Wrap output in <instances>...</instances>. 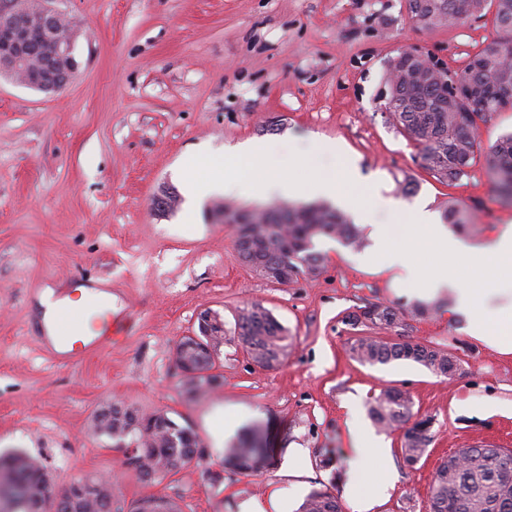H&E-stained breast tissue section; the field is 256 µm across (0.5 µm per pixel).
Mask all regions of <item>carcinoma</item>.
Segmentation results:
<instances>
[{
	"mask_svg": "<svg viewBox=\"0 0 512 512\" xmlns=\"http://www.w3.org/2000/svg\"><path fill=\"white\" fill-rule=\"evenodd\" d=\"M434 10L426 25L435 29L464 23L487 8L493 10L499 37L485 43L469 56L463 67L452 72L462 80H480V98L473 104L463 101L442 105L439 82L433 77L417 80L408 90L401 82L399 70H424V53L403 50L388 63L385 78L387 97L383 109L398 132L413 139L420 146V166L437 181L451 186L469 174L477 159L484 161L485 169L502 197L512 203V133L501 136L484 148L479 139L480 124L507 108L499 98L503 86L512 87V0H432ZM407 101L406 112H391L395 96ZM445 223L465 233L471 228L468 211L450 205L443 213ZM235 245L249 238L248 265L259 274L276 269L285 283L298 277H316L321 273L323 257L316 249L321 237L333 238L345 247L358 249L363 240L359 229L341 211L326 203L300 206H273L267 210L242 212L236 218ZM352 326L403 335L405 316L399 308L383 303L370 304L346 316ZM236 328L241 341L255 362L278 360L282 350L284 328L266 308L261 312L253 307L238 315ZM181 344H193L195 363L207 372L215 360L205 354L207 347L224 344L220 329L211 336H184ZM350 355L358 362L376 366L398 361L419 364L436 375L448 376V358L452 354L422 344L401 342L385 336H362L350 346ZM102 409L111 414L95 413L96 432L122 445L125 440L135 446V453L126 458L125 465L133 467L139 479L151 485L171 474L170 465L178 460L186 465L205 456V449L197 434L188 426H180L165 413L148 419L139 417L130 408L107 404ZM369 414L375 424L393 430L405 426L412 417L411 399L396 388L383 389L369 405ZM429 418L415 421L416 435L412 442L403 444V461L410 466L423 456L431 443ZM258 449L252 437L243 435L226 449V455L244 464ZM512 461L509 448L497 452L495 448L471 446L460 449L451 463L436 468L429 491L427 512H512V470L503 472L496 464L498 456ZM45 469L26 454L0 456V512H41L38 506L42 496ZM83 495L57 509V512H124L114 506L112 485L103 479L82 481ZM300 512H343L341 502L331 493L314 490L305 499Z\"/></svg>",
	"mask_w": 512,
	"mask_h": 512,
	"instance_id": "1",
	"label": "carcinoma"
}]
</instances>
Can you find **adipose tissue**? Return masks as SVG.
<instances>
[{"instance_id": "ef3b65f1", "label": "adipose tissue", "mask_w": 512, "mask_h": 512, "mask_svg": "<svg viewBox=\"0 0 512 512\" xmlns=\"http://www.w3.org/2000/svg\"><path fill=\"white\" fill-rule=\"evenodd\" d=\"M272 168L265 190L285 196H303L309 193L332 197L336 194L333 182L315 178L311 183H296L285 172L280 171L270 147L265 143H253L246 149L234 151L221 157H204L191 153L182 161L183 190L189 201L224 191L242 197L254 196L249 172L252 168ZM410 220L407 225V243L403 248L392 249L378 243L373 256L379 267L396 268L403 272L406 281L418 283L417 297L432 300L443 287L454 289L460 309L474 313L472 335L475 339L512 353V305L492 308L490 302L499 296L491 275L494 268L512 267V225L504 226L491 242L484 247L486 266L461 275L455 266L459 256L469 254L470 246L449 235L447 227L433 222L431 216L417 206L409 207ZM432 252L437 263L431 272H422L415 255L420 251Z\"/></svg>"}]
</instances>
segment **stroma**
I'll list each match as a JSON object with an SVG mask.
<instances>
[{
    "instance_id": "35a3bbf8",
    "label": "stroma",
    "mask_w": 512,
    "mask_h": 512,
    "mask_svg": "<svg viewBox=\"0 0 512 512\" xmlns=\"http://www.w3.org/2000/svg\"><path fill=\"white\" fill-rule=\"evenodd\" d=\"M76 24L78 69L65 87L42 93L0 77V454L36 458L54 492L108 476L123 506L148 495L183 512H240L255 498L300 506L314 489L347 491L353 458L350 419L388 445L396 481L372 512H425L439 461L459 449L512 448V353L474 339L467 318L445 307L407 316L414 340L456 356L453 378L412 362L369 366L350 343L364 327L345 316L369 303L413 302L399 270L370 262L373 224L398 216L381 198L467 209L461 239L486 245L512 225L483 164L446 186L419 166L417 143L399 134L379 106L388 61L403 49L432 53L450 68L494 39L492 15L452 27L415 25L409 0H63ZM254 141L271 144L293 178L325 174L340 195L373 212L363 248L331 238L317 248L324 268L280 285L241 262L236 227L213 220L217 205H280L218 194L198 215L183 202L161 213L152 200L180 189L183 156L214 154ZM412 196H403L405 181ZM79 285L112 291L124 325L111 344L75 366H60L31 329L45 290L62 297ZM258 304L286 329L272 366L256 364L237 335L242 308ZM224 321L215 382L190 394L173 360L202 311ZM409 395L415 417H431L432 441L412 467L402 430L368 414L381 389ZM107 403L139 416L159 412L195 430L207 455L160 483H141L124 449L93 430ZM239 420L233 434L217 425ZM253 431L259 456L241 469L224 456ZM302 456H293V449Z\"/></svg>"
}]
</instances>
